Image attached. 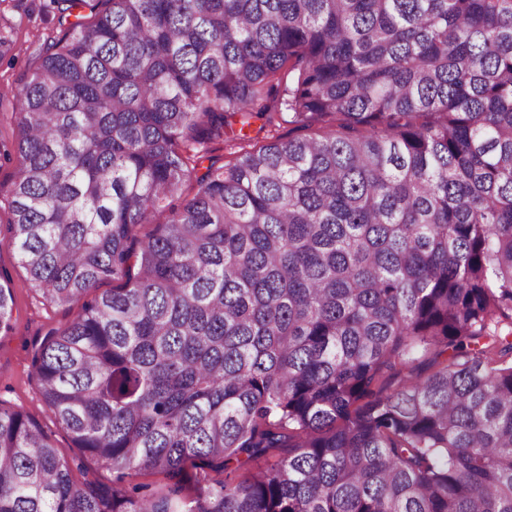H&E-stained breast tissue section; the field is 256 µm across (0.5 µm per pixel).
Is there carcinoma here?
I'll return each mask as SVG.
<instances>
[{"mask_svg":"<svg viewBox=\"0 0 512 512\" xmlns=\"http://www.w3.org/2000/svg\"><path fill=\"white\" fill-rule=\"evenodd\" d=\"M101 2L18 89L6 192L29 287L81 305L43 402L112 483L0 409V512H512V0ZM434 358V354L428 353L420 356L413 367H403L398 373L386 374L383 378L386 392L399 389L408 379L416 375H426L431 372L434 367ZM226 473H217L200 460L188 461L183 470V496L192 497L200 488L206 487L213 479L222 478Z\"/></svg>","mask_w":512,"mask_h":512,"instance_id":"cac0c4a2","label":"carcinoma"}]
</instances>
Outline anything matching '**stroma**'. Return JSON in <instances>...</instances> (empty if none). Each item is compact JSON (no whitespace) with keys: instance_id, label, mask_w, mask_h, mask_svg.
Instances as JSON below:
<instances>
[{"instance_id":"stroma-1","label":"stroma","mask_w":512,"mask_h":512,"mask_svg":"<svg viewBox=\"0 0 512 512\" xmlns=\"http://www.w3.org/2000/svg\"><path fill=\"white\" fill-rule=\"evenodd\" d=\"M51 0H0V39L11 43L0 53V185L8 186L21 163L14 150L20 103L18 88L36 68L46 46L66 27ZM11 199L0 194V286L15 296L14 325L0 338V408L24 412L41 424L58 452L68 460L85 455L68 432L51 419L42 402L31 362L48 331L68 325L78 308L46 305L29 288L27 273L9 244L6 227Z\"/></svg>"}]
</instances>
